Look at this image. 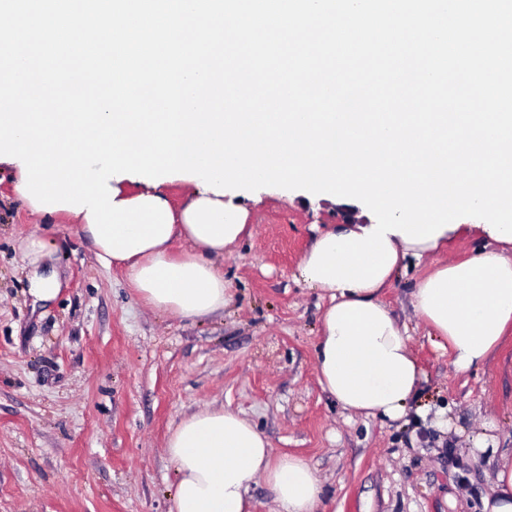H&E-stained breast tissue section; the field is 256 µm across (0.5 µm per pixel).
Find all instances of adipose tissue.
<instances>
[{
	"instance_id": "adipose-tissue-1",
	"label": "adipose tissue",
	"mask_w": 512,
	"mask_h": 512,
	"mask_svg": "<svg viewBox=\"0 0 512 512\" xmlns=\"http://www.w3.org/2000/svg\"><path fill=\"white\" fill-rule=\"evenodd\" d=\"M247 211L223 195L196 188L174 214L171 239L187 243L173 255L163 242L123 259L132 287L151 308L202 318L229 300L219 259L246 231ZM31 286L53 296L57 270L47 268L39 235L26 240ZM390 277L368 288L322 284L329 304L322 318L316 372L324 392L344 410L398 420L416 392L420 368L409 339L379 293ZM415 314L447 340L457 372L483 364L512 325V241L472 258L443 264L418 281ZM164 451L179 473L171 512H252V484L264 482L276 512H316L322 486L309 461L273 457L270 443L239 413L205 406L182 418Z\"/></svg>"
}]
</instances>
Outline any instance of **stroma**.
<instances>
[{"mask_svg": "<svg viewBox=\"0 0 512 512\" xmlns=\"http://www.w3.org/2000/svg\"><path fill=\"white\" fill-rule=\"evenodd\" d=\"M0 170V512H171V428L213 405L240 413L273 456L305 457L319 512H483L497 455L473 464L486 430L512 453V327L479 368L456 371L411 305L417 282L493 241L464 231L398 271L380 298L422 369L406 417L350 414L322 390L316 348L327 300L299 276L318 233L352 198L263 187L235 191L249 233L224 257L230 298L193 320L150 308L123 269L97 261L75 218L32 212ZM39 234L60 272L35 301L22 241Z\"/></svg>", "mask_w": 512, "mask_h": 512, "instance_id": "1", "label": "stroma"}]
</instances>
